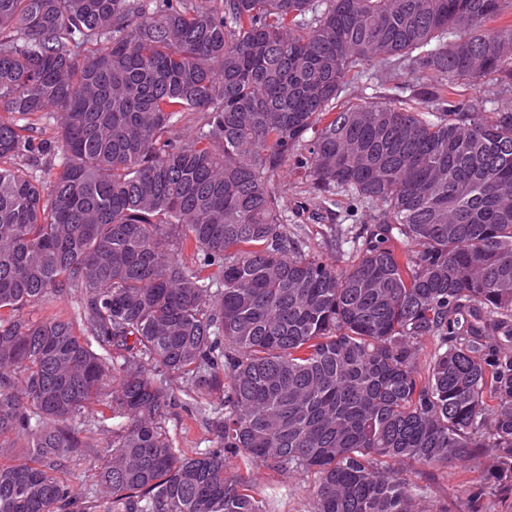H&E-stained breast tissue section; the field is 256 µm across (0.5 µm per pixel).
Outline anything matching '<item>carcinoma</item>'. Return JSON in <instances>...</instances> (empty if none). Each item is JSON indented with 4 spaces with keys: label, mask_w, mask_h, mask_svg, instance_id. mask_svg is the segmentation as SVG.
<instances>
[{
    "label": "carcinoma",
    "mask_w": 512,
    "mask_h": 512,
    "mask_svg": "<svg viewBox=\"0 0 512 512\" xmlns=\"http://www.w3.org/2000/svg\"><path fill=\"white\" fill-rule=\"evenodd\" d=\"M212 2L0 0V448H29L0 512H85L61 474L91 404L125 419L109 512H271L237 456L314 472L312 512H430L389 460L488 453L512 495V109L471 94L512 87V0ZM381 64L410 97L338 104ZM286 170L313 217L373 212L335 231L350 262L287 230ZM72 290L73 318L20 315ZM165 373L224 396L216 447L173 446Z\"/></svg>",
    "instance_id": "obj_1"
}]
</instances>
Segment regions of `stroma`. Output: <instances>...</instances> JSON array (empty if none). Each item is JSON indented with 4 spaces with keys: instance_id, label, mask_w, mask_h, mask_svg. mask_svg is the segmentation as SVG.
Returning <instances> with one entry per match:
<instances>
[{
    "instance_id": "stroma-1",
    "label": "stroma",
    "mask_w": 512,
    "mask_h": 512,
    "mask_svg": "<svg viewBox=\"0 0 512 512\" xmlns=\"http://www.w3.org/2000/svg\"><path fill=\"white\" fill-rule=\"evenodd\" d=\"M409 80L406 69L379 66L371 78L348 84L340 99L344 102L380 101L391 96L396 88L408 84ZM283 181L286 185L283 206L289 219L298 223L307 243V253L328 264H335L338 252L333 243L334 228L339 224L349 228L360 227L366 215L364 206L340 195L331 207L329 219L314 222L302 211L308 195L306 183L288 174L284 175ZM166 383L177 401L165 421L176 447L188 454L214 447L216 441L209 424V412L188 404L177 377H167ZM101 411V406L95 404L86 408V429L82 434L86 448L82 458L66 474L75 488L85 491L93 489L98 481L97 457L110 437L108 430L99 427ZM487 467V461L479 458L465 466L456 463L434 469L417 466L409 469L408 476L418 485L427 486L431 512H512V497L497 496L486 487L483 473ZM235 468L238 474L274 499L275 512H311V494L315 485L313 475L277 473L263 463L243 457L236 458Z\"/></svg>"
}]
</instances>
